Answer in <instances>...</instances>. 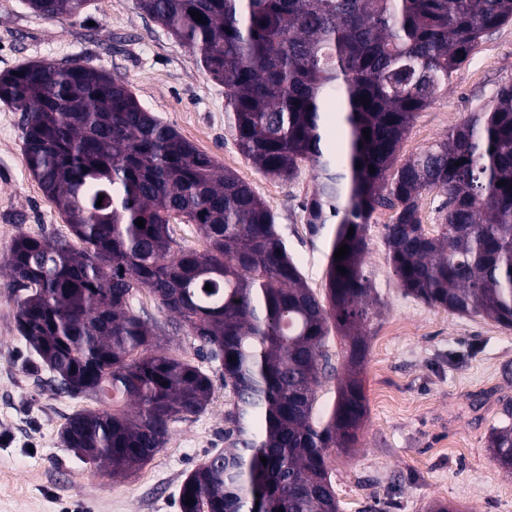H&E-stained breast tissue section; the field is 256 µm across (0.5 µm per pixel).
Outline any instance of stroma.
<instances>
[{
    "instance_id": "35a3bbf8",
    "label": "stroma",
    "mask_w": 512,
    "mask_h": 512,
    "mask_svg": "<svg viewBox=\"0 0 512 512\" xmlns=\"http://www.w3.org/2000/svg\"><path fill=\"white\" fill-rule=\"evenodd\" d=\"M80 60L121 76L136 98L200 152L249 183L276 216L275 227L309 286L326 292L327 239L311 235L301 203L314 187L302 167L290 180L259 172L238 150L224 112V86L200 58L136 0H91L79 16L47 20L24 0H0V74L36 61ZM512 84V23L484 36L447 90L419 112L400 158L439 140ZM22 115L0 103V512H180L187 474L226 448L224 413L231 392L219 363L200 358L186 330L147 292L134 306L167 329L171 355L199 365L213 382L206 410L171 425L162 450L135 473L82 462L61 432L90 397L59 389L28 365L15 327L20 296L2 263L21 232L68 235L64 217L28 171ZM395 213L370 220L366 270L380 298L359 378L367 415L359 441L333 452L330 475L340 512H512V474L492 458L486 439L512 408V328L459 316L404 294L389 264L383 230ZM402 324L388 335L391 324Z\"/></svg>"
}]
</instances>
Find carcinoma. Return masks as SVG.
I'll return each instance as SVG.
<instances>
[{
	"label": "carcinoma",
	"mask_w": 512,
	"mask_h": 512,
	"mask_svg": "<svg viewBox=\"0 0 512 512\" xmlns=\"http://www.w3.org/2000/svg\"><path fill=\"white\" fill-rule=\"evenodd\" d=\"M88 2L26 0L48 20L76 17ZM137 7L224 84L245 158L285 180L311 163L315 186L302 208L312 235L329 230L326 299L304 280L265 201L143 107L122 77L78 61L26 63L0 75V101L22 113L27 169L71 236L20 233L5 261L24 291L15 320L31 366L101 404L70 417L66 448L114 475L142 467L171 424L204 412L213 392L206 373L166 352L161 326L133 310L145 290L175 317L174 330L187 329L197 351L220 362L233 394L228 446L185 477L180 512H339L330 454L358 441L362 384L340 380L326 420L313 410L317 387L337 372L331 332L350 339L351 368L365 359L378 303L365 270L372 214L396 212L383 241L405 293L512 328V85L397 162L417 112L485 35L512 22V0ZM432 190L446 195L434 234L419 217ZM173 221L195 225L205 249L179 246ZM343 244L348 255L337 261ZM487 448L512 474L511 423L492 428Z\"/></svg>",
	"instance_id": "carcinoma-1"
}]
</instances>
